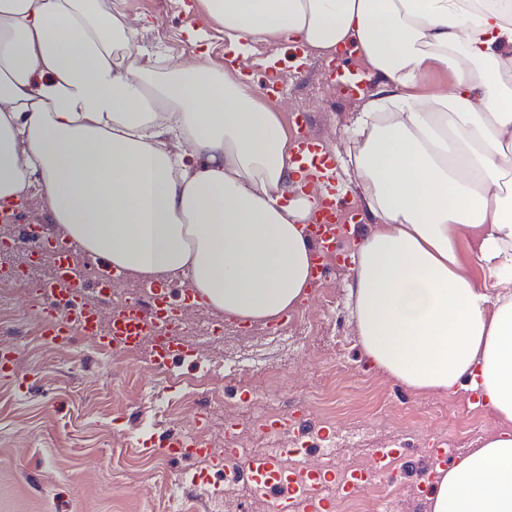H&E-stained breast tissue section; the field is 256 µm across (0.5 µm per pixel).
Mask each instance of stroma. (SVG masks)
Listing matches in <instances>:
<instances>
[{
    "label": "stroma",
    "mask_w": 512,
    "mask_h": 512,
    "mask_svg": "<svg viewBox=\"0 0 512 512\" xmlns=\"http://www.w3.org/2000/svg\"><path fill=\"white\" fill-rule=\"evenodd\" d=\"M116 4L136 21V45L160 55L163 66L196 55L185 37L184 0ZM292 57L291 47L283 46L285 116L304 107L303 131L329 147H343L356 99L330 82L323 58H310L297 69ZM328 266L336 309L322 312L317 286L302 306L321 319V326H301L291 317L287 343L266 344L263 329L256 328L252 344L227 348L221 336L238 333L237 323L198 306L188 310L178 330L187 353L169 361L166 377L151 365L147 343L134 360L119 351H99L84 338L68 347L48 343L40 334L28 287L14 279L0 281V344L16 350L17 370L27 377L21 389L0 376V512H202L214 494L222 499L223 512H270L268 497L253 494L250 484H225L210 457L173 462L158 451L167 435L200 431L219 452L228 437H237L251 450L247 463H255L268 446L259 421L266 402L293 401L314 437L335 440L330 456L310 448L301 460L313 470L335 460L339 474L366 465L377 448L434 444L437 405L452 426L477 414L483 419L471 433L449 432L453 455L464 454L498 428L491 413L477 412L470 394H419L368 365L357 344L337 351V337L355 333L346 306L350 270L333 259ZM216 326L221 335L213 334ZM336 355L350 372L342 377L339 411L327 419L313 396L325 362ZM271 365L279 368L281 385L259 391L258 379ZM215 391L224 395L225 404L211 401ZM395 466L402 476L388 497L358 489L364 512H427L418 482L409 474L410 460L396 457Z\"/></svg>",
    "instance_id": "1"
}]
</instances>
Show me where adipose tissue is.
<instances>
[{
  "label": "adipose tissue",
  "instance_id": "obj_1",
  "mask_svg": "<svg viewBox=\"0 0 512 512\" xmlns=\"http://www.w3.org/2000/svg\"><path fill=\"white\" fill-rule=\"evenodd\" d=\"M170 71L115 0H0V200L123 275L186 284L246 325L314 283L319 203L352 192L347 305L369 364L481 397L502 428L438 469L429 512H512V7L479 0H196ZM353 59L366 83L336 179L301 159L258 47ZM469 249L485 274L470 277Z\"/></svg>",
  "mask_w": 512,
  "mask_h": 512
}]
</instances>
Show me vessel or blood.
Segmentation results:
<instances>
[{
	"instance_id": "b4317fda",
	"label": "vessel or blood",
	"mask_w": 512,
	"mask_h": 512,
	"mask_svg": "<svg viewBox=\"0 0 512 512\" xmlns=\"http://www.w3.org/2000/svg\"><path fill=\"white\" fill-rule=\"evenodd\" d=\"M349 209V203L342 201L316 210L314 241L319 250L335 249L337 227L348 222ZM93 271L104 300H111L118 274L111 272L109 263L99 257L93 260ZM38 300L41 333L51 343L67 345L81 336L91 339L98 349L107 351L138 348L149 339L153 342L151 362L157 367L183 351V344L175 335L181 321L180 306L170 300L162 286H144L137 300L122 304L114 312L107 328L103 327L97 309L86 304L82 286L72 278L69 264H62L58 276L41 285ZM160 451L172 460H190L209 454L210 448L206 442L191 436H171ZM448 458L447 449L441 447L423 451L415 470L420 484H429L434 469L446 465ZM258 475L266 493L273 495L275 502H282L283 497L278 493L281 472L276 458L266 457L258 468Z\"/></svg>"
}]
</instances>
